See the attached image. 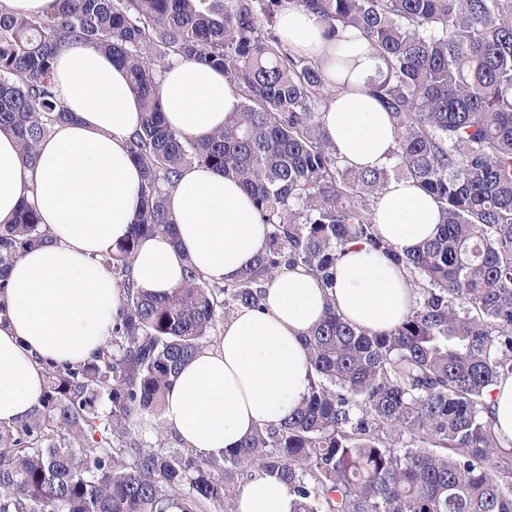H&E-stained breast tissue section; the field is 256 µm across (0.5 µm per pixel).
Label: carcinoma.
<instances>
[{"label":"carcinoma","instance_id":"cac0c4a2","mask_svg":"<svg viewBox=\"0 0 512 512\" xmlns=\"http://www.w3.org/2000/svg\"><path fill=\"white\" fill-rule=\"evenodd\" d=\"M60 2L49 18L0 8V129L35 162L70 117L52 82L56 53L94 46L127 71L143 107L128 142L142 201L102 260L124 291L112 342L80 365L45 363L38 408L0 426V512H224L250 468L283 482L296 512H512V451L484 403L512 375V0H295L327 40L352 28L384 64L367 85L396 145L373 169L340 164L322 120L331 89L350 86L353 57L339 45L323 66L291 54L276 30L285 0ZM175 57L223 70L240 93L204 140L164 123L158 77ZM194 164L244 187L271 227L268 248L232 283L189 263L177 288L144 293L139 243L173 234L167 195ZM392 179L440 210L436 235L406 253L373 220ZM47 236L30 203L0 226V291L10 263ZM351 242L405 268L422 296L396 328L371 332L327 306L303 338L314 378L301 405L221 461L142 438L221 314L262 308L284 266L333 285ZM405 433L418 445L401 453Z\"/></svg>","mask_w":512,"mask_h":512}]
</instances>
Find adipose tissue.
Wrapping results in <instances>:
<instances>
[{
    "label": "adipose tissue",
    "instance_id": "1",
    "mask_svg": "<svg viewBox=\"0 0 512 512\" xmlns=\"http://www.w3.org/2000/svg\"><path fill=\"white\" fill-rule=\"evenodd\" d=\"M292 51L322 60L332 50L318 18L286 4L277 26ZM379 61L361 54L356 88L340 91L323 115L342 163H389L395 131L366 80ZM55 90L71 114L25 165L10 133L0 131V224L22 201L38 209L49 239L7 271L0 294V424L15 425L37 406L43 363L90 360L112 337L122 291L100 257L125 239L141 204L142 174L127 142L141 124V104L126 70L111 56L73 42L56 56ZM167 124L202 139L223 126L240 95L222 71L176 61L159 81ZM174 236L155 235L138 247V287L162 294L179 286L186 263L212 281L230 283L265 252L270 228L238 182L214 169H184L168 195ZM380 233L397 250L414 248L437 230L434 199L413 181H391L374 210ZM406 269L358 243L336 263L335 282L322 287L303 267L281 269L263 309L242 308L225 320L214 344L181 370L162 408L165 431L202 459H220L255 430L280 426L306 396L314 370L304 333L334 305L349 323L376 332L394 329L416 297ZM499 436L512 440V376L487 393ZM296 498L276 478L256 473L236 492L237 512H294Z\"/></svg>",
    "mask_w": 512,
    "mask_h": 512
}]
</instances>
